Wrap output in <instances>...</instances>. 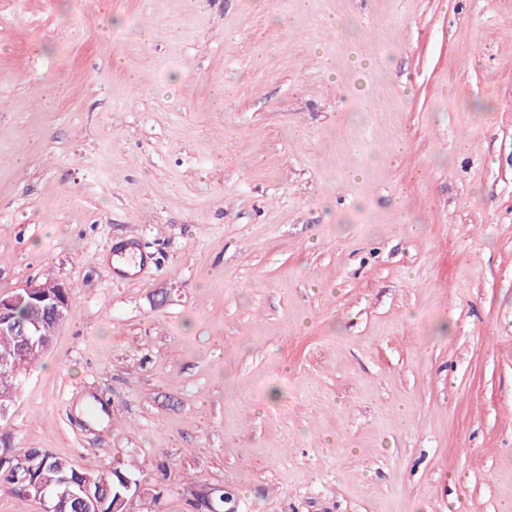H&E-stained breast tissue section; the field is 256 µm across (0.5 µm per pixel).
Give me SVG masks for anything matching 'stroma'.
<instances>
[{"label":"stroma","mask_w":512,"mask_h":512,"mask_svg":"<svg viewBox=\"0 0 512 512\" xmlns=\"http://www.w3.org/2000/svg\"><path fill=\"white\" fill-rule=\"evenodd\" d=\"M46 279L1 455L135 464L137 512H502L512 0H0V294Z\"/></svg>","instance_id":"obj_1"}]
</instances>
